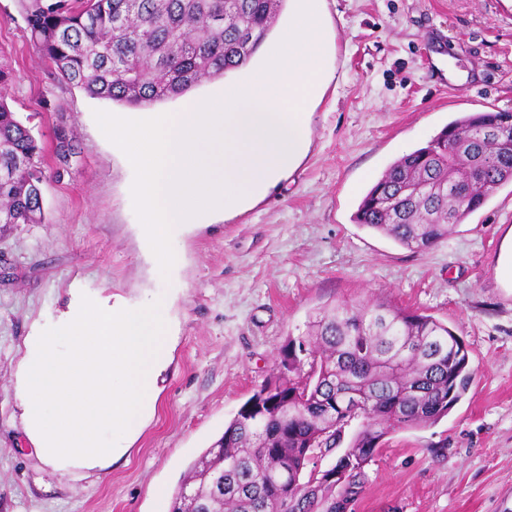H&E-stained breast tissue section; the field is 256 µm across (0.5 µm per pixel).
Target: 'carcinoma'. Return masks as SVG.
<instances>
[{
  "label": "carcinoma",
  "instance_id": "carcinoma-1",
  "mask_svg": "<svg viewBox=\"0 0 512 512\" xmlns=\"http://www.w3.org/2000/svg\"><path fill=\"white\" fill-rule=\"evenodd\" d=\"M40 55L92 98L147 106L245 65L285 0H18ZM498 112L448 123L395 160L355 221L413 250L448 237L512 183V142L485 134ZM42 147L0 98V224L43 221ZM473 375L460 336L388 300L326 305L288 338L269 378L188 470L171 512H355L367 467L396 429L446 416ZM355 419L335 460L338 484L313 477Z\"/></svg>",
  "mask_w": 512,
  "mask_h": 512
}]
</instances>
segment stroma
<instances>
[{
    "label": "stroma",
    "mask_w": 512,
    "mask_h": 512,
    "mask_svg": "<svg viewBox=\"0 0 512 512\" xmlns=\"http://www.w3.org/2000/svg\"><path fill=\"white\" fill-rule=\"evenodd\" d=\"M330 82L300 166L253 208L194 224L162 276L136 217L133 172L93 113L127 108L60 82L17 0H0L5 92L39 140L45 219L0 224V512H169L191 464L271 374L316 308L384 299L447 323L474 379L435 425L389 433L355 512H512V291L495 258L512 184L448 239L406 249L354 221L398 157L463 112H512V0H326ZM442 53L465 79L434 66ZM66 130L75 152H56ZM129 307L164 300L169 363L155 412L125 456L60 468L24 432V343L73 288Z\"/></svg>",
    "instance_id": "stroma-1"
}]
</instances>
